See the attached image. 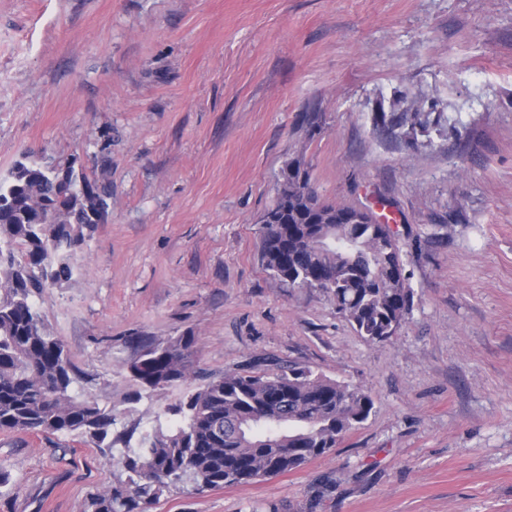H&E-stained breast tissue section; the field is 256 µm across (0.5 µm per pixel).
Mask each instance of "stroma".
I'll use <instances>...</instances> for the list:
<instances>
[{
  "label": "stroma",
  "instance_id": "stroma-1",
  "mask_svg": "<svg viewBox=\"0 0 512 512\" xmlns=\"http://www.w3.org/2000/svg\"><path fill=\"white\" fill-rule=\"evenodd\" d=\"M398 90L456 134L412 151L373 132ZM300 153L323 201L399 215L414 298L390 341L260 259ZM28 154L112 189L35 305L117 430L266 357L374 399L301 468L148 512H512V0H0V178ZM184 335L194 377L137 393L132 337ZM0 467V512H83L124 476L80 436L0 432Z\"/></svg>",
  "mask_w": 512,
  "mask_h": 512
}]
</instances>
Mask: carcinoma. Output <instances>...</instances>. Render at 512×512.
Instances as JSON below:
<instances>
[{"label":"carcinoma","instance_id":"1","mask_svg":"<svg viewBox=\"0 0 512 512\" xmlns=\"http://www.w3.org/2000/svg\"><path fill=\"white\" fill-rule=\"evenodd\" d=\"M407 96L371 115L380 135L416 150L446 132L441 112H410ZM426 141H421V138ZM262 225L261 259L290 288L331 295L337 313L367 343L386 342L403 326L413 292L389 225L367 208L320 202L309 206L311 174L304 155L288 161ZM112 197L110 185L78 176L70 166L18 161L0 179V431L81 435L101 444L112 436V410L70 395L80 376L61 341L44 326L34 297L70 279V256L83 243L87 211ZM128 372L145 390L185 381L194 337L144 342ZM364 389L309 367L268 359L203 378L172 412L179 422L144 433L120 461L127 477L91 497L85 512H147L165 490L189 485L200 494L247 484L265 473L297 470L334 448L369 417Z\"/></svg>","mask_w":512,"mask_h":512}]
</instances>
